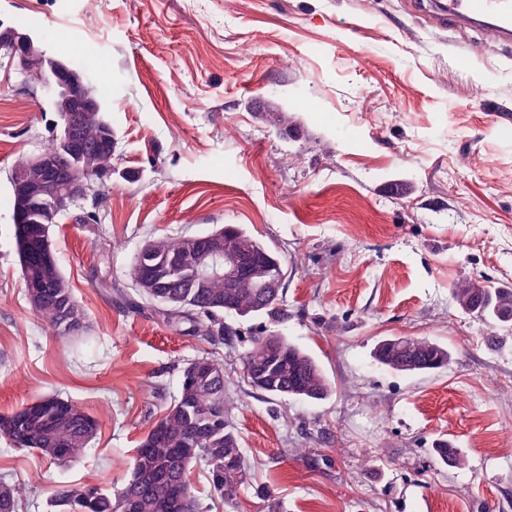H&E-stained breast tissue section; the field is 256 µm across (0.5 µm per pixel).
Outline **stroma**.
<instances>
[{"label": "stroma", "mask_w": 512, "mask_h": 512, "mask_svg": "<svg viewBox=\"0 0 512 512\" xmlns=\"http://www.w3.org/2000/svg\"><path fill=\"white\" fill-rule=\"evenodd\" d=\"M0 19L55 33L64 60L97 43L88 83L116 134L99 198L50 228L87 325L61 336L26 297L8 204L16 160L58 116L0 65V413L56 395L99 422L63 467L0 436V477L27 491L18 512H53L64 485L120 490L201 355L224 368L248 467L226 502L193 464L201 512H512V326L452 294L462 279L512 288L511 44L439 20L437 0H0ZM274 109L290 134L265 122ZM227 224L280 255L279 330L319 362L327 399L248 385L265 318L232 319L234 340L214 345L135 291L146 242ZM396 336L437 341L447 366L381 367L373 349ZM442 440L461 464L437 460Z\"/></svg>", "instance_id": "stroma-1"}]
</instances>
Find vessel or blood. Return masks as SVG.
<instances>
[{"label":"vessel or blood","mask_w":512,"mask_h":512,"mask_svg":"<svg viewBox=\"0 0 512 512\" xmlns=\"http://www.w3.org/2000/svg\"><path fill=\"white\" fill-rule=\"evenodd\" d=\"M447 20L478 26L496 40L512 41V0H448Z\"/></svg>","instance_id":"b4317fda"}]
</instances>
